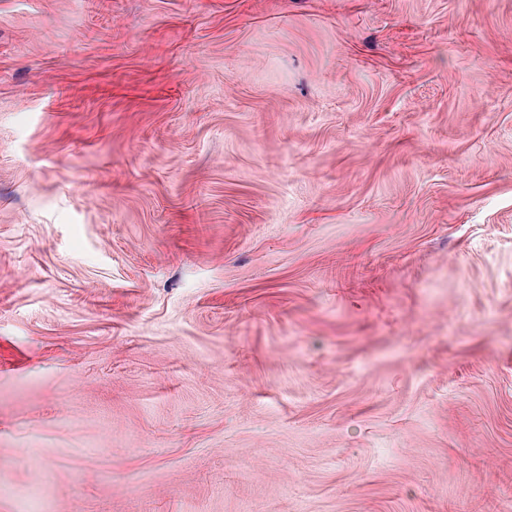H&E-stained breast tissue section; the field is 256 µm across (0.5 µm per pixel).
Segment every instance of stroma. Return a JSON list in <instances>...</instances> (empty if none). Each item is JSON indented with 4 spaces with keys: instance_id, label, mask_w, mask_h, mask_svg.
I'll list each match as a JSON object with an SVG mask.
<instances>
[{
    "instance_id": "1",
    "label": "stroma",
    "mask_w": 512,
    "mask_h": 512,
    "mask_svg": "<svg viewBox=\"0 0 512 512\" xmlns=\"http://www.w3.org/2000/svg\"><path fill=\"white\" fill-rule=\"evenodd\" d=\"M0 512H512V0H0Z\"/></svg>"
}]
</instances>
